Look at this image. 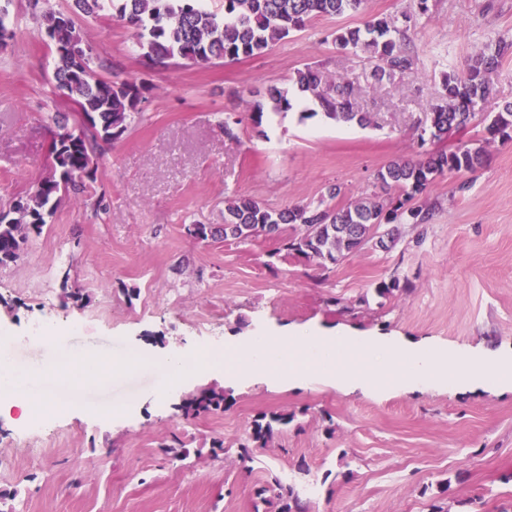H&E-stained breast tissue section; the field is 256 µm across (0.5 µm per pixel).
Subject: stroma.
Wrapping results in <instances>:
<instances>
[{
	"label": "stroma",
	"instance_id": "1",
	"mask_svg": "<svg viewBox=\"0 0 512 512\" xmlns=\"http://www.w3.org/2000/svg\"><path fill=\"white\" fill-rule=\"evenodd\" d=\"M409 36L412 73L361 93L367 127L287 112L255 125L251 93L285 87L311 63L331 81H363L365 52L336 48L339 28L368 16L399 17L413 0H370L363 13L320 18L263 55L204 65H142L133 29L80 18L102 73L150 80L143 117L103 145L93 197L64 201L24 256L0 266V349L38 363L63 354L143 365L76 389L48 381L59 401L40 430L0 416V512H254L272 479L292 485L309 512H506L512 507V393L453 386L413 392L304 388L223 374L166 386L157 362L208 346L220 351L265 328H347L375 336L490 354L512 352V141L486 140L483 118L512 102V57L490 79L478 117L447 140H421L445 68L512 36V0H429ZM17 31L0 49V207L33 191L48 162L55 115L74 108L53 90V58L28 0H12ZM238 118V141L222 122ZM482 144L477 172L438 178L429 223L404 226L396 244L374 245L330 269L274 243L201 242L189 224H220L226 197L272 208L316 202L340 186L336 205L374 193L373 174L398 156ZM69 280H62V272ZM412 292L381 297L391 278ZM83 302L64 301L62 285ZM359 302L355 314L340 303ZM50 327V340L38 339ZM208 385L232 395L224 410L185 419L180 399ZM294 421L241 458L260 413ZM180 436L183 461L163 447Z\"/></svg>",
	"mask_w": 512,
	"mask_h": 512
}]
</instances>
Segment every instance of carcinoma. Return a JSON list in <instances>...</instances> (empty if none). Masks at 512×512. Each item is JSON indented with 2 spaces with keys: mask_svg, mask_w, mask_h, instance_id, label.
I'll return each instance as SVG.
<instances>
[{
  "mask_svg": "<svg viewBox=\"0 0 512 512\" xmlns=\"http://www.w3.org/2000/svg\"><path fill=\"white\" fill-rule=\"evenodd\" d=\"M365 0H224L219 15L205 0H72L67 10L47 8L39 16L52 43L55 92L71 102L88 126L78 132L67 122H56L50 144V169L33 192L18 195L9 208L0 209V266L17 262L30 240L39 236L48 219L66 200L79 201L94 189V162L99 143H114L142 116L150 91L147 80H110L92 67L93 47L77 27L78 16H116L137 31L145 67H165L173 60L187 64L227 62L258 56L294 31L302 30L316 17H339L359 10ZM413 15L402 19L372 17L364 28L334 32L339 49L361 47L369 51L371 69L367 85L393 81L414 69L416 56L410 48ZM14 35V22L7 7L0 5V46ZM512 55V38H500L490 53L473 55L466 68L442 73L441 92L430 112V138L441 141L475 118L478 101L490 96L487 74L500 60ZM315 103L323 117L337 123L371 122L369 113L358 108L355 84L329 82L314 66L297 69L286 88H272L251 104L253 122L262 124L266 114L291 111L297 99ZM491 138L512 140V103L504 105L486 127ZM482 147L461 144L446 152L421 159L399 157L375 171L374 184L385 192L380 199L364 194L343 206L294 203L274 209L250 195L224 198V223L199 224L188 234L199 241L222 238L247 241L274 240L287 254L326 268L369 243L387 249L400 236L402 224H425L435 204L426 200L434 181L461 171L473 172L482 165ZM395 290L412 291L409 281L397 278L382 282L376 293L383 297ZM227 397L221 387L202 389L185 398L179 411L196 416L224 408ZM294 420L292 413L257 416L251 427L250 443L241 446L264 448ZM257 496L263 510L255 512H307V506L291 486L274 481Z\"/></svg>",
  "mask_w": 512,
  "mask_h": 512,
  "instance_id": "carcinoma-1",
  "label": "carcinoma"
}]
</instances>
